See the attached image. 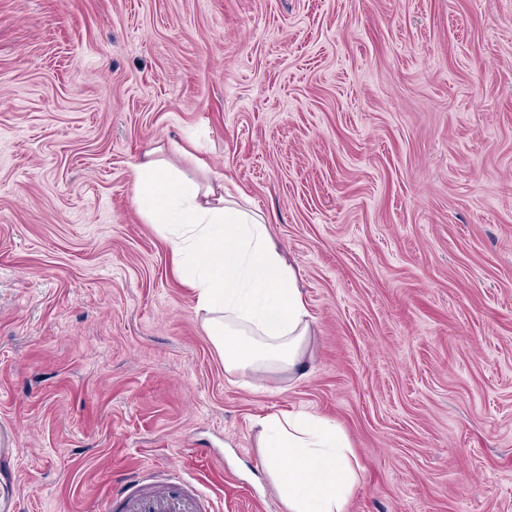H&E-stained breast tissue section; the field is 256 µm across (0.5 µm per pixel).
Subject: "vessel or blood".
Instances as JSON below:
<instances>
[{"label":"vessel or blood","mask_w":512,"mask_h":512,"mask_svg":"<svg viewBox=\"0 0 512 512\" xmlns=\"http://www.w3.org/2000/svg\"><path fill=\"white\" fill-rule=\"evenodd\" d=\"M102 512H219L214 499L178 470L162 479H149L140 472L126 474L113 483Z\"/></svg>","instance_id":"vessel-or-blood-1"}]
</instances>
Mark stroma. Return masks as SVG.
<instances>
[{"mask_svg": "<svg viewBox=\"0 0 512 512\" xmlns=\"http://www.w3.org/2000/svg\"><path fill=\"white\" fill-rule=\"evenodd\" d=\"M201 133L314 334L230 373L134 200ZM336 421L349 512H512V0H0V512L178 467L286 512L255 417Z\"/></svg>", "mask_w": 512, "mask_h": 512, "instance_id": "obj_1", "label": "stroma"}]
</instances>
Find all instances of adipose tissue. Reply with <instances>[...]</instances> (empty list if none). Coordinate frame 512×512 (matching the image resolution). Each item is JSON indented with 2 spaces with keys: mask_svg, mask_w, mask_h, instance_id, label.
<instances>
[{
  "mask_svg": "<svg viewBox=\"0 0 512 512\" xmlns=\"http://www.w3.org/2000/svg\"><path fill=\"white\" fill-rule=\"evenodd\" d=\"M146 223L168 239L174 271L197 294L224 368L253 377L293 374L312 318L299 275L265 216L224 195V177L198 182L148 150L131 166ZM258 446L287 512H347L359 463L344 431L297 409L257 417Z\"/></svg>",
  "mask_w": 512,
  "mask_h": 512,
  "instance_id": "obj_1",
  "label": "adipose tissue"
}]
</instances>
